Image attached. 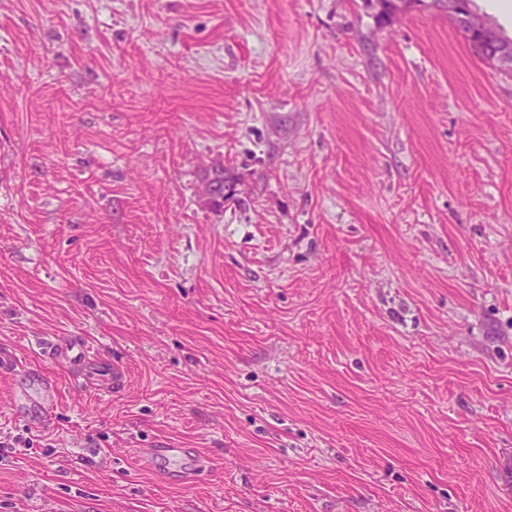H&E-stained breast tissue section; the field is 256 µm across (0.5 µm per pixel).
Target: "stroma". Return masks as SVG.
Returning a JSON list of instances; mask_svg holds the SVG:
<instances>
[{
  "mask_svg": "<svg viewBox=\"0 0 512 512\" xmlns=\"http://www.w3.org/2000/svg\"><path fill=\"white\" fill-rule=\"evenodd\" d=\"M1 345L0 512H512V76L370 0H0ZM39 349L44 357L53 361L65 358L73 363L92 366L95 370L101 368L93 349L84 341H71L55 336L52 339H45ZM34 383H36L42 389L43 396L42 402L40 403L41 409H39L36 414L25 416L23 413V416H25L32 427L40 428L48 425L52 420L56 399V388L52 380L44 375L37 376V379L34 381ZM143 465L171 483L194 481L206 468V461L198 448H181L160 443L141 450Z\"/></svg>",
  "mask_w": 512,
  "mask_h": 512,
  "instance_id": "35a3bbf8",
  "label": "stroma"
}]
</instances>
